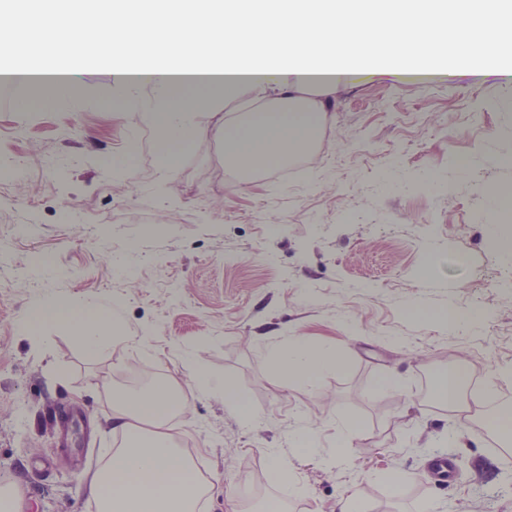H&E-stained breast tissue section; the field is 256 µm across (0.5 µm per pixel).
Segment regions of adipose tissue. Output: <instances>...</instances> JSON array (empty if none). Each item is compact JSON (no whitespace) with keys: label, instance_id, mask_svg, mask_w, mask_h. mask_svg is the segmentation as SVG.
I'll use <instances>...</instances> for the list:
<instances>
[{"label":"adipose tissue","instance_id":"ef3b65f1","mask_svg":"<svg viewBox=\"0 0 512 512\" xmlns=\"http://www.w3.org/2000/svg\"><path fill=\"white\" fill-rule=\"evenodd\" d=\"M464 8L472 22L455 31L436 20ZM176 14L175 27L153 42L149 59L132 53L130 35ZM417 19L416 40L400 42L399 23ZM349 22L344 43L336 26ZM272 36L254 53L244 34L251 29ZM113 50L94 45L104 36ZM69 53L87 69L114 63L122 85L155 86V100L139 103L157 131L156 156L162 177H171L178 156L202 133L200 114L242 86L275 93L278 107L255 112L241 122L217 120L224 141V163L241 171L255 164L285 162L316 135L332 91L396 65L405 71L434 69L431 50L470 71L499 60L512 47V0H71L66 11ZM48 323L67 326L87 357L110 350L121 323L118 307L90 302L81 309L65 300L46 302L29 318L32 331ZM271 366L296 386H314L342 360L326 346L294 337L269 349ZM182 410L181 395L170 379L144 393L119 398L112 416L123 433L88 484L97 512H198L200 498L213 485L194 478L191 459L179 448L169 422Z\"/></svg>","mask_w":512,"mask_h":512}]
</instances>
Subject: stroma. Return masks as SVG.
Returning <instances> with one entry per match:
<instances>
[{"label": "stroma", "instance_id": "stroma-1", "mask_svg": "<svg viewBox=\"0 0 512 512\" xmlns=\"http://www.w3.org/2000/svg\"><path fill=\"white\" fill-rule=\"evenodd\" d=\"M71 70L73 98L53 105L0 99V494L10 512H95L84 485L116 449L112 392L144 365L175 377L193 402L176 430L218 487L203 512H335L344 496L365 512H512V470L468 389L463 419L422 392L459 362L512 408V259L487 230L495 194L512 190V76L459 66L430 83L385 69L337 88L294 175L247 179L224 164L209 131L161 179L155 132L125 102L109 66ZM119 302L129 342L87 360L68 328L24 327L51 299ZM481 313L460 332L408 306ZM303 336L338 354L314 387H287L267 357ZM232 383L256 421L196 390L186 358ZM396 391H381L385 376ZM79 410L77 443L62 448L55 410ZM357 422L350 466L333 464L339 422ZM303 425L313 454L291 447ZM460 443L448 447V430ZM450 454L448 487L428 464ZM52 461L49 474L29 462ZM292 483L275 481V461ZM398 474L401 494L378 481Z\"/></svg>", "mask_w": 512, "mask_h": 512}]
</instances>
